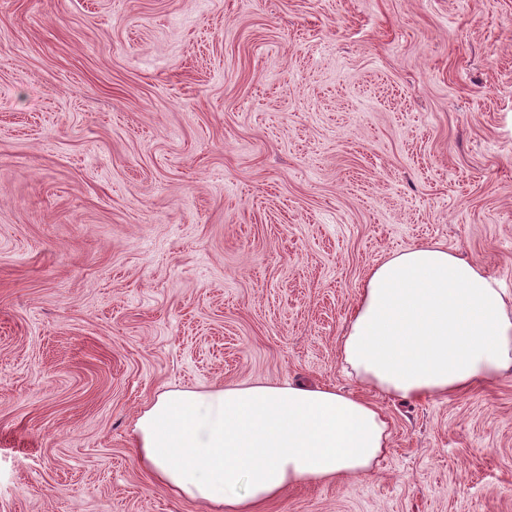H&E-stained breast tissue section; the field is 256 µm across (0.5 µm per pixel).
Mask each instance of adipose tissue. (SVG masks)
Wrapping results in <instances>:
<instances>
[{
  "label": "adipose tissue",
  "instance_id": "ef3b65f1",
  "mask_svg": "<svg viewBox=\"0 0 512 512\" xmlns=\"http://www.w3.org/2000/svg\"><path fill=\"white\" fill-rule=\"evenodd\" d=\"M340 359L377 394L445 399L512 374V303L464 254L411 245L365 277ZM389 441L371 400L291 383L164 391L133 428L139 466L204 512H264L292 487L364 477Z\"/></svg>",
  "mask_w": 512,
  "mask_h": 512
}]
</instances>
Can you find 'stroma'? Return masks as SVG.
Returning a JSON list of instances; mask_svg holds the SVG:
<instances>
[{
  "instance_id": "35a3bbf8",
  "label": "stroma",
  "mask_w": 512,
  "mask_h": 512,
  "mask_svg": "<svg viewBox=\"0 0 512 512\" xmlns=\"http://www.w3.org/2000/svg\"><path fill=\"white\" fill-rule=\"evenodd\" d=\"M512 297V0H0V512H201L158 392L342 374L370 269ZM379 404L367 476L267 512H512V375Z\"/></svg>"
}]
</instances>
